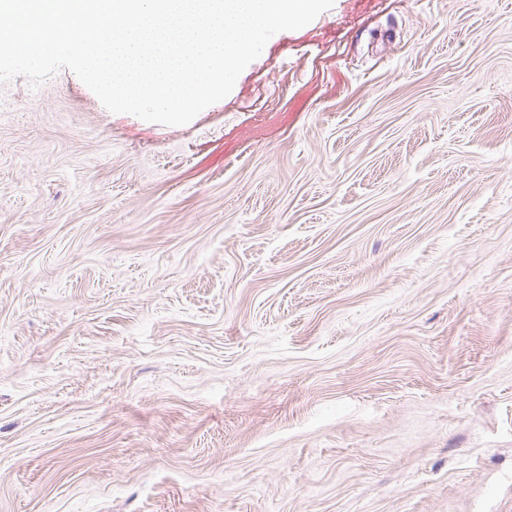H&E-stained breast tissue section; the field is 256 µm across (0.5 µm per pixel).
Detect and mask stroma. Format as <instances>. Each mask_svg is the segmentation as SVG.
<instances>
[{
  "instance_id": "obj_1",
  "label": "stroma",
  "mask_w": 512,
  "mask_h": 512,
  "mask_svg": "<svg viewBox=\"0 0 512 512\" xmlns=\"http://www.w3.org/2000/svg\"><path fill=\"white\" fill-rule=\"evenodd\" d=\"M0 512H512V0H334L183 126L0 81Z\"/></svg>"
}]
</instances>
